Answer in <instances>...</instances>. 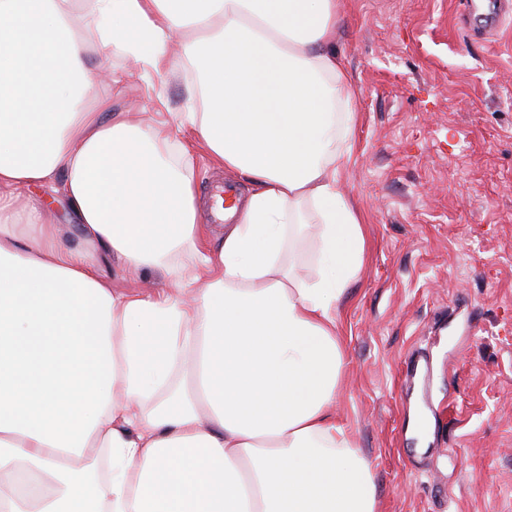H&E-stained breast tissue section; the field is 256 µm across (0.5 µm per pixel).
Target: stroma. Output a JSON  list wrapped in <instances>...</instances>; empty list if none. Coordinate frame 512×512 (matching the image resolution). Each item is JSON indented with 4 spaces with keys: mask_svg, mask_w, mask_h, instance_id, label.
<instances>
[{
    "mask_svg": "<svg viewBox=\"0 0 512 512\" xmlns=\"http://www.w3.org/2000/svg\"><path fill=\"white\" fill-rule=\"evenodd\" d=\"M466 0H339L352 77L342 191L366 252L340 309L336 414L369 461L379 512H512V17L485 34ZM109 70L114 110L178 131L177 75ZM195 189L236 185L193 145Z\"/></svg>",
    "mask_w": 512,
    "mask_h": 512,
    "instance_id": "stroma-1",
    "label": "stroma"
}]
</instances>
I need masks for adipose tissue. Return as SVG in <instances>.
Segmentation results:
<instances>
[{
    "label": "adipose tissue",
    "instance_id": "adipose-tissue-1",
    "mask_svg": "<svg viewBox=\"0 0 512 512\" xmlns=\"http://www.w3.org/2000/svg\"><path fill=\"white\" fill-rule=\"evenodd\" d=\"M338 0H0V512H378L332 411L339 307L364 257L341 190L351 80ZM148 75L180 39L181 127L249 181L218 244L192 158L160 124L90 96L88 43ZM58 195L62 236L46 201ZM317 218L314 276L282 263ZM189 248L191 281L119 292Z\"/></svg>",
    "mask_w": 512,
    "mask_h": 512
}]
</instances>
